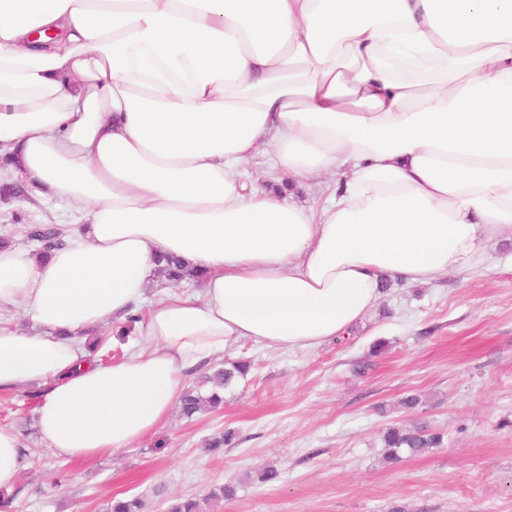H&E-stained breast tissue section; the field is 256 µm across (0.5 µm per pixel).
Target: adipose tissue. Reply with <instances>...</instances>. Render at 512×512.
Returning a JSON list of instances; mask_svg holds the SVG:
<instances>
[{"instance_id": "1", "label": "adipose tissue", "mask_w": 512, "mask_h": 512, "mask_svg": "<svg viewBox=\"0 0 512 512\" xmlns=\"http://www.w3.org/2000/svg\"><path fill=\"white\" fill-rule=\"evenodd\" d=\"M41 38H34V31ZM337 174L321 210L244 177ZM85 223L41 259L0 249V389L43 388L56 455L154 432L231 346L315 348L386 281L465 271L512 240V0H0V154ZM202 273L100 364L159 260ZM270 156L260 155L250 165V172L260 185H265L268 190L282 192V186L276 183V175L272 170ZM126 323L127 321L125 323L104 325L99 328V330L95 333V336H93V341L96 336H105L107 338V347L112 349V357L102 361L112 362L113 359H122L127 355L129 346L135 341L137 336L135 331L133 333L129 332L131 333L130 335L129 333L123 332L128 325V323Z\"/></svg>"}]
</instances>
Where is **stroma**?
<instances>
[{
  "mask_svg": "<svg viewBox=\"0 0 512 512\" xmlns=\"http://www.w3.org/2000/svg\"><path fill=\"white\" fill-rule=\"evenodd\" d=\"M82 216L36 198L0 157V237L35 249L32 224L78 226ZM512 243L493 241L479 266L423 284L388 283L348 335L314 349L234 345L216 364L248 375L220 407L173 409L142 441L109 457L68 460L42 443V388L0 392V427L13 429L24 468L0 512H142L196 500L200 512H512ZM419 397L417 407L402 399ZM444 434L441 447L386 462L389 425ZM237 442L206 450L224 429ZM265 467L278 471L258 482ZM233 483L234 499L210 492Z\"/></svg>",
  "mask_w": 512,
  "mask_h": 512,
  "instance_id": "1",
  "label": "stroma"
}]
</instances>
